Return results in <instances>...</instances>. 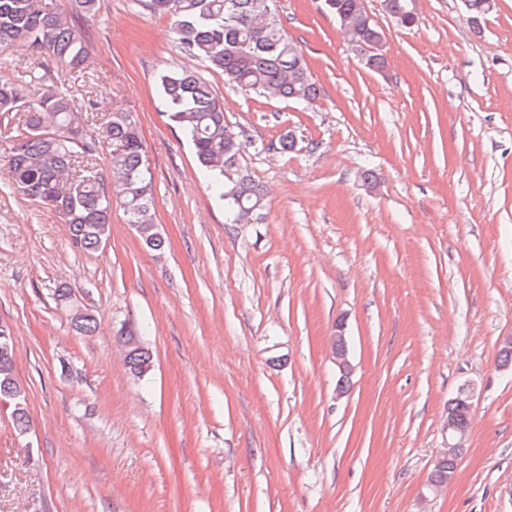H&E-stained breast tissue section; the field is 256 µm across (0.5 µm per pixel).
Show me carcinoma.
<instances>
[{
  "instance_id": "cac0c4a2",
  "label": "carcinoma",
  "mask_w": 512,
  "mask_h": 512,
  "mask_svg": "<svg viewBox=\"0 0 512 512\" xmlns=\"http://www.w3.org/2000/svg\"><path fill=\"white\" fill-rule=\"evenodd\" d=\"M151 14L173 20L183 52L204 61L212 73L246 94L311 104L320 87L301 46L288 35L273 0H141ZM397 25L414 27L409 0H383ZM356 47H370L383 38L369 19L363 0H322ZM0 51H32L47 56L80 75L89 64L88 48L71 16L52 11L44 0H0ZM24 84L0 81V112L24 109V132L8 157L12 188L23 197L63 216L73 248L93 252L110 236L112 203L119 204L141 241L150 249L164 247L154 222L152 178L138 123L129 112H114L86 137L92 100L77 107L56 85L28 70ZM160 97L169 120L189 141L199 168L211 179L225 202V223L250 224L259 219L264 191L236 162L244 127L224 119V103L208 82L188 69L170 70L159 77ZM112 145L108 175L87 172L100 143ZM130 373L141 377L152 368V355L136 328L118 333ZM11 407L15 430L29 429L27 395L15 375V350L8 325L0 323V401ZM448 418L467 427L471 414L465 397L448 402ZM457 457L437 461L430 477L444 486L452 477Z\"/></svg>"
}]
</instances>
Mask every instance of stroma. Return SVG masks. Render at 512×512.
<instances>
[{"instance_id": "35a3bbf8", "label": "stroma", "mask_w": 512, "mask_h": 512, "mask_svg": "<svg viewBox=\"0 0 512 512\" xmlns=\"http://www.w3.org/2000/svg\"><path fill=\"white\" fill-rule=\"evenodd\" d=\"M365 6L382 72L320 0H276L321 89L309 105L225 84L140 0L74 17L84 78L32 60L95 118L136 116L165 247L116 205L109 240L77 251L62 217L2 173L23 112L0 125V322L30 419L18 435L0 406V512H512V0L477 26L462 0H418L410 29L383 0ZM32 61L0 53V79ZM187 66L249 132L258 223H225L161 105L159 73ZM290 130L297 146L280 153ZM77 310L93 334L75 331ZM128 325L153 355L140 378L115 342ZM469 381V435L430 491L448 401Z\"/></svg>"}]
</instances>
